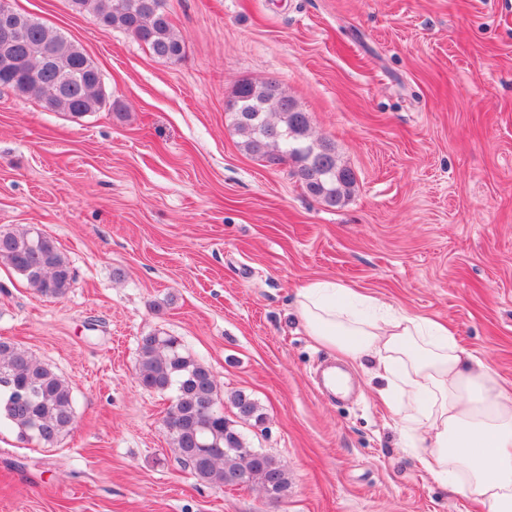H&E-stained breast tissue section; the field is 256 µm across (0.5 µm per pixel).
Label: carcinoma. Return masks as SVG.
<instances>
[{"label": "carcinoma", "mask_w": 512, "mask_h": 512, "mask_svg": "<svg viewBox=\"0 0 512 512\" xmlns=\"http://www.w3.org/2000/svg\"><path fill=\"white\" fill-rule=\"evenodd\" d=\"M73 11L98 26L120 29L159 59L176 62L184 45L174 33L168 0H68ZM13 32L8 60L0 58V88L34 97L42 108L73 117L98 112L106 102L94 62L66 36L52 32L31 16L0 17V31ZM234 131L249 155L270 166L292 165L305 192L328 208L341 205L356 183L332 143L310 137V119L274 79L239 82L227 102ZM0 261L21 275L40 295L67 294L74 273L55 242L34 229L0 233ZM136 373L141 386L172 393L167 414L181 425L169 432L178 459L194 477L228 487L235 477L281 498L288 474L273 457H257L245 437L219 412L203 422L198 406L206 399L221 404L215 377L203 362L186 353L174 336L141 337ZM229 402L241 420L260 424L264 414L250 395L237 391ZM74 424L69 385L48 365L14 343L0 341V426L21 441L52 445Z\"/></svg>", "instance_id": "1"}]
</instances>
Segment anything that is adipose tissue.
<instances>
[{
  "label": "adipose tissue",
  "mask_w": 512,
  "mask_h": 512,
  "mask_svg": "<svg viewBox=\"0 0 512 512\" xmlns=\"http://www.w3.org/2000/svg\"><path fill=\"white\" fill-rule=\"evenodd\" d=\"M297 312L320 344L370 361L384 392L400 394L401 438L431 478L485 512H512V392L450 326L321 278L302 286Z\"/></svg>",
  "instance_id": "1"
}]
</instances>
